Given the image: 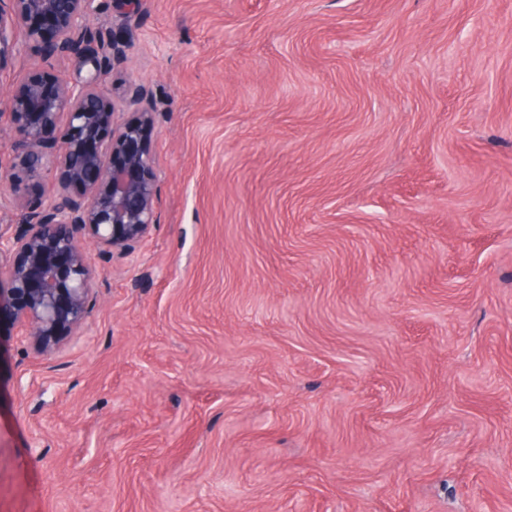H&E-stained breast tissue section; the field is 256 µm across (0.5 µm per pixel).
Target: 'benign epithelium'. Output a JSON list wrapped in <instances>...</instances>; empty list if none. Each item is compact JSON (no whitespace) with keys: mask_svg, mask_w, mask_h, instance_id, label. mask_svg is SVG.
<instances>
[{"mask_svg":"<svg viewBox=\"0 0 512 512\" xmlns=\"http://www.w3.org/2000/svg\"><path fill=\"white\" fill-rule=\"evenodd\" d=\"M94 0H0V73L28 48L47 57L85 55L92 70L71 84L41 73L0 101L3 125L18 137V171L0 174V187L20 192L26 178L55 173L59 190L47 205L30 203L26 228L0 242V314L29 329L42 352L62 331L89 318L94 270L89 248L130 253L157 223V175L146 140L156 104L132 87L127 118H118L105 76L119 45L87 25Z\"/></svg>","mask_w":512,"mask_h":512,"instance_id":"obj_1","label":"benign epithelium"}]
</instances>
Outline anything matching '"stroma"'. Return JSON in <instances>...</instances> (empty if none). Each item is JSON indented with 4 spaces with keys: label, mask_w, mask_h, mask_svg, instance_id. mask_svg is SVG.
I'll use <instances>...</instances> for the list:
<instances>
[{
    "label": "stroma",
    "mask_w": 512,
    "mask_h": 512,
    "mask_svg": "<svg viewBox=\"0 0 512 512\" xmlns=\"http://www.w3.org/2000/svg\"><path fill=\"white\" fill-rule=\"evenodd\" d=\"M94 7L157 222L50 352L0 321V512H512V0Z\"/></svg>",
    "instance_id": "stroma-1"
}]
</instances>
